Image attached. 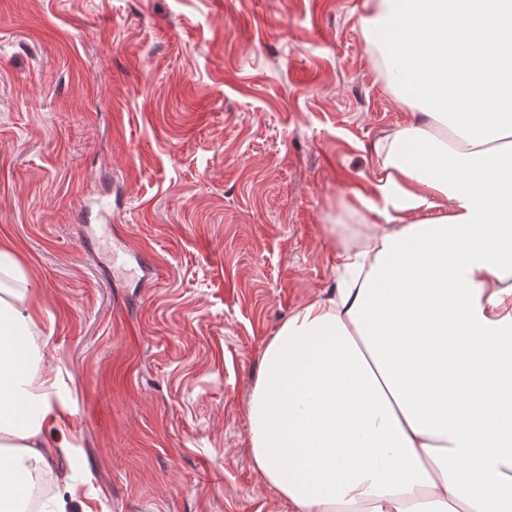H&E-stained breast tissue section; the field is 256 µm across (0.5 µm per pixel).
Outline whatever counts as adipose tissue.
I'll return each mask as SVG.
<instances>
[{
    "instance_id": "ef3b65f1",
    "label": "adipose tissue",
    "mask_w": 512,
    "mask_h": 512,
    "mask_svg": "<svg viewBox=\"0 0 512 512\" xmlns=\"http://www.w3.org/2000/svg\"><path fill=\"white\" fill-rule=\"evenodd\" d=\"M374 62L415 117L351 189L365 240L265 345L246 407L288 512H512V0H367ZM0 239V512L72 448Z\"/></svg>"
}]
</instances>
